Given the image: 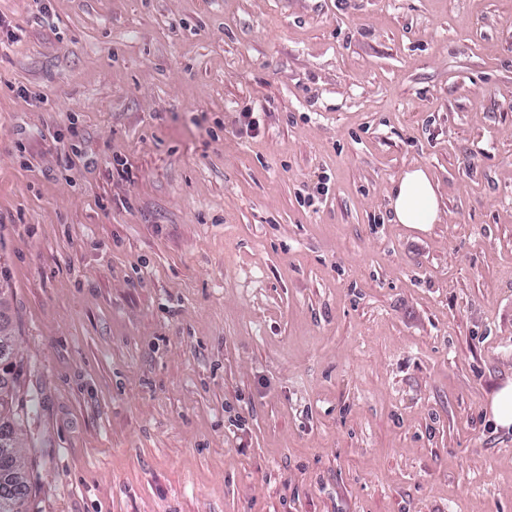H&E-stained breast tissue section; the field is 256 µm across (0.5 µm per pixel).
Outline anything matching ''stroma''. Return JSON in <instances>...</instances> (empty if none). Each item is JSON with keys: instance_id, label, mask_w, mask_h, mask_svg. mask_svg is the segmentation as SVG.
Returning <instances> with one entry per match:
<instances>
[{"instance_id": "obj_1", "label": "stroma", "mask_w": 512, "mask_h": 512, "mask_svg": "<svg viewBox=\"0 0 512 512\" xmlns=\"http://www.w3.org/2000/svg\"><path fill=\"white\" fill-rule=\"evenodd\" d=\"M0 17L31 512H512V0ZM388 196L393 223L427 232L432 224L442 222L439 187L423 167L403 170L393 180ZM486 409L496 427L512 429V380L503 383L492 393Z\"/></svg>"}]
</instances>
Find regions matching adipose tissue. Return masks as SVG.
<instances>
[{"label":"adipose tissue","mask_w":512,"mask_h":512,"mask_svg":"<svg viewBox=\"0 0 512 512\" xmlns=\"http://www.w3.org/2000/svg\"><path fill=\"white\" fill-rule=\"evenodd\" d=\"M392 221L407 228L425 232L441 223L439 187L422 167L403 170L392 182L389 191Z\"/></svg>","instance_id":"ef3b65f1"}]
</instances>
